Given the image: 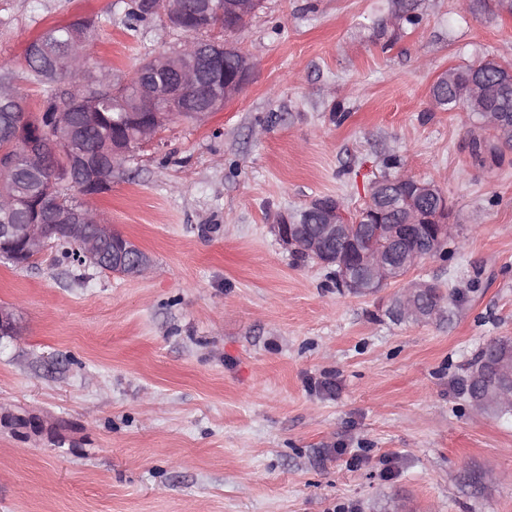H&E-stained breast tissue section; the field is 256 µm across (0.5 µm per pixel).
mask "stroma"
I'll list each match as a JSON object with an SVG mask.
<instances>
[{"mask_svg": "<svg viewBox=\"0 0 512 512\" xmlns=\"http://www.w3.org/2000/svg\"><path fill=\"white\" fill-rule=\"evenodd\" d=\"M264 0L232 36L253 75L207 122L176 119L88 198L152 261L131 279L47 243L0 260V512H512V423L475 408L469 364L512 338V145L478 165L468 112L431 85L512 62V17L460 0ZM125 0H0V72L45 28L98 21L91 63L128 80L185 35L129 30ZM453 205L449 323L395 322L400 282L356 295L274 226L316 198L364 207L384 161ZM332 389H324V382Z\"/></svg>", "mask_w": 512, "mask_h": 512, "instance_id": "stroma-1", "label": "stroma"}]
</instances>
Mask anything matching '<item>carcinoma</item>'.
<instances>
[{
  "label": "carcinoma",
  "instance_id": "1",
  "mask_svg": "<svg viewBox=\"0 0 512 512\" xmlns=\"http://www.w3.org/2000/svg\"><path fill=\"white\" fill-rule=\"evenodd\" d=\"M217 2L202 13L195 29L206 30L224 26V33L238 30L243 21L239 17L220 18ZM395 16L409 24L418 17L413 14V0H393ZM512 9V0H471L472 13L497 12ZM126 17L135 22L149 21L155 14H147L138 0H129ZM96 28V20L76 17L73 20L48 27L25 48L22 74L25 80L42 87V99L36 112H27L20 104L0 101V151L12 159L11 165L0 164V197L13 196L15 208L8 214L0 211V222L5 224H48L49 213L63 208L82 209L85 204L68 197L74 190L84 197L99 195L111 185L90 186L81 189L80 175L73 173L71 156L77 150H87L102 162L112 155V144H122L133 150L138 147L137 135L126 120V112H165L167 108L141 93L150 80L144 67H139L126 83L110 82L104 89L94 84V77H112V67L106 62L97 64L95 72L87 74L89 48ZM430 101L438 109L454 111L464 108L479 121L484 113L497 112L512 122V64L494 58L479 64H465L442 74L430 89ZM57 112H79L73 125V139L68 146H60L54 137L46 138L49 158L45 180L36 179L26 169L24 145L29 135L45 128L58 129L53 121ZM471 155L483 165L496 160L494 141L475 136L471 139ZM388 185L375 191L369 202L355 214L356 235L364 250L382 247L381 241L367 231L369 224H400L409 198L414 194V181L394 175L386 178ZM422 223L439 224L449 219L448 203L442 193L423 196L418 201ZM434 287L419 298L424 308L436 307L438 320H451L459 302V290L432 280ZM503 359H512V338H496L482 348L467 376L465 390L474 400L486 395L493 387H509L512 381L499 374Z\"/></svg>",
  "mask_w": 512,
  "mask_h": 512
}]
</instances>
